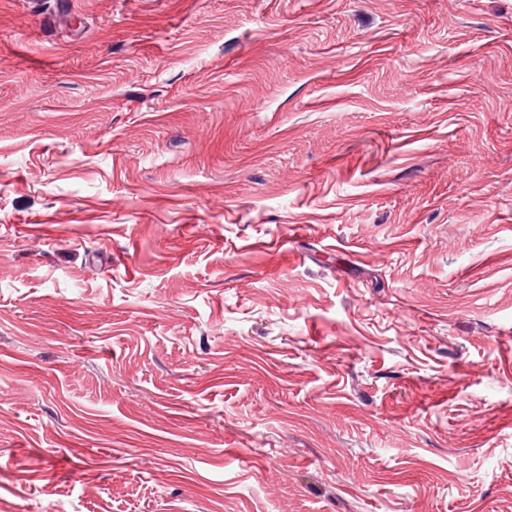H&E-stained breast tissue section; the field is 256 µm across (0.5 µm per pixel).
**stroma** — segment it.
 I'll use <instances>...</instances> for the list:
<instances>
[{
	"label": "stroma",
	"instance_id": "stroma-1",
	"mask_svg": "<svg viewBox=\"0 0 512 512\" xmlns=\"http://www.w3.org/2000/svg\"><path fill=\"white\" fill-rule=\"evenodd\" d=\"M0 512H512V0H0Z\"/></svg>",
	"mask_w": 512,
	"mask_h": 512
}]
</instances>
